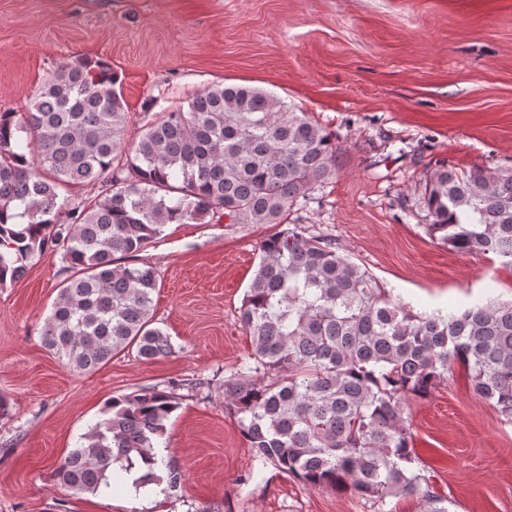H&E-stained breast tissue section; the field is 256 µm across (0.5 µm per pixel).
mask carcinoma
I'll use <instances>...</instances> for the list:
<instances>
[{
	"mask_svg": "<svg viewBox=\"0 0 512 512\" xmlns=\"http://www.w3.org/2000/svg\"><path fill=\"white\" fill-rule=\"evenodd\" d=\"M128 107L112 66L63 62L26 112H0V287L22 279L46 251L72 275L44 323V346L87 373L136 348L172 351L152 326L155 271L133 261L170 223L207 216L231 224L288 223L291 208L338 171L335 137L274 94L214 83L124 144ZM103 183L72 203L60 191ZM423 203L429 234L459 252L512 269V167L458 169L438 162ZM239 320L250 362L224 381V410L262 465L310 489L352 491L386 512L387 500L422 493L406 411L462 366L473 392L512 422V302L460 313L413 314L328 235L301 224L260 245ZM177 409L158 387L112 398L55 465L79 493L133 480L170 495L182 472L159 450Z\"/></svg>",
	"mask_w": 512,
	"mask_h": 512,
	"instance_id": "carcinoma-1",
	"label": "carcinoma"
}]
</instances>
